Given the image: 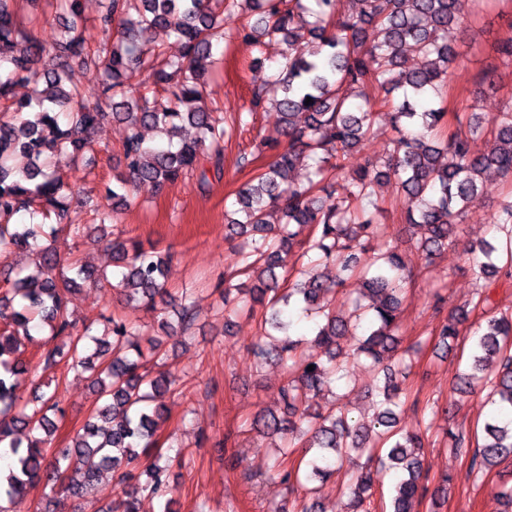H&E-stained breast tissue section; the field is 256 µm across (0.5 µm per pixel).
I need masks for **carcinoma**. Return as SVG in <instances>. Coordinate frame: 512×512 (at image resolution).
<instances>
[{
    "instance_id": "cac0c4a2",
    "label": "carcinoma",
    "mask_w": 512,
    "mask_h": 512,
    "mask_svg": "<svg viewBox=\"0 0 512 512\" xmlns=\"http://www.w3.org/2000/svg\"><path fill=\"white\" fill-rule=\"evenodd\" d=\"M337 2L100 0L99 25H117V38L92 49L80 0H56L63 35L51 47L19 21L13 0H0V256L26 251L38 258L32 272L0 291V457L11 459L0 472V512H10L14 498L37 484L49 488L45 509L57 508L64 496L82 497L102 470L119 472L124 483L107 512H138L142 491L159 499L158 512H177L169 472L182 458L154 456L152 448L167 412L164 398L179 389L180 378L158 369L162 341L136 336L115 313L105 318L109 340L89 326L75 330L66 296L109 276L62 259L50 242L55 229L45 227L67 223L70 198L85 192L61 182L57 164H79L94 151L95 129L111 119L127 128L122 170L99 190V223L85 226L88 235L109 238V207L131 206L144 185L160 190L193 172L205 185L206 162L223 176L224 141L251 125L253 112L224 125L207 103L204 73L207 64L221 61L224 22L250 11L257 18L238 27L236 36L260 56L266 44L281 45L280 58L253 89V107L275 108L281 126L255 142L254 152L270 162L238 188V208L226 214L240 238V267L224 277V327L230 331L232 317L261 306L256 354L288 372L280 412H257L250 430L279 438L275 448L283 459L302 448L296 466L280 475L290 491H305L298 512H319L324 486L353 452L366 462L344 487L350 512H417L427 492L420 485L426 433L398 426L402 381L412 368L409 352H399L398 332L402 294L413 274L393 239L364 257L367 243L388 236L387 226L375 221L376 188L392 183L412 199L406 221L419 230L424 258L432 259L457 241L465 214L481 201L480 180L488 171L512 181V108L491 118L472 112L442 136L448 112L436 100L447 97L448 69L459 57L447 38L448 28L460 24L458 0H353L357 9L340 17ZM159 31L181 45L179 55L158 45L146 49ZM77 66L92 74L97 95L74 80ZM22 82L32 92L17 99L13 89ZM382 110L400 133L393 152L345 173L341 157L363 144ZM185 124L195 130L191 139L182 136ZM145 129L161 142L147 141ZM488 134L490 150L475 151L473 143ZM17 154L28 165L16 167ZM302 164L309 170L305 183L292 177ZM495 223L506 234L504 250L491 241L467 250L484 289L512 279V199L501 205ZM107 248L123 300L152 311L156 298H167L174 319L163 320L161 330L169 338L189 335L194 292H168L172 255L119 237ZM321 263L334 266L335 279L318 272ZM355 278L362 288L353 296L346 286ZM294 310L314 321L311 335L293 330ZM468 330L474 340L456 390L487 388L488 403L499 410L473 450L465 431L446 435L452 451L472 453L470 472L478 474L512 463V315L493 314L475 327L462 307L441 323L437 348L451 349ZM351 336L360 337L355 354L382 373L373 377L376 401L366 422H349L339 407L317 411L307 404L309 392L332 390L345 377L341 340ZM30 346L45 372L60 365L92 370L98 396L94 413L51 463L48 438L58 429L59 386L49 380L24 400L12 382L27 371ZM139 469L149 477L141 487L132 483ZM384 486L388 495L374 500Z\"/></svg>"
}]
</instances>
